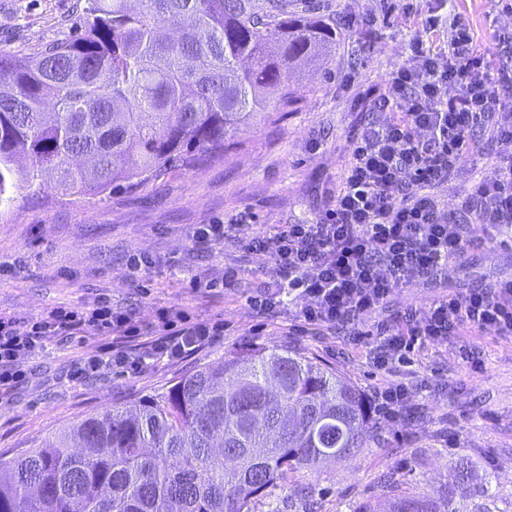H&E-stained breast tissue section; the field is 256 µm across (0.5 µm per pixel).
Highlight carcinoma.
<instances>
[{
    "mask_svg": "<svg viewBox=\"0 0 512 512\" xmlns=\"http://www.w3.org/2000/svg\"><path fill=\"white\" fill-rule=\"evenodd\" d=\"M86 2L69 39L32 56L0 49V207L20 176L100 195L213 159L269 93L285 109L292 74L337 41L292 0ZM377 433L346 377L297 351L250 347L0 454V512H251L284 471H316ZM466 478L434 492L391 486L389 512H466Z\"/></svg>",
    "mask_w": 512,
    "mask_h": 512,
    "instance_id": "cac0c4a2",
    "label": "carcinoma"
}]
</instances>
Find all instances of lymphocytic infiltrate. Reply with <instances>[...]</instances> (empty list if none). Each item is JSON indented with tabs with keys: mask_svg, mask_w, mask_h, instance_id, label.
<instances>
[{
	"mask_svg": "<svg viewBox=\"0 0 512 512\" xmlns=\"http://www.w3.org/2000/svg\"><path fill=\"white\" fill-rule=\"evenodd\" d=\"M414 59L391 72L372 101L375 120L353 144L327 207L307 224H276L252 233L248 251L269 256L276 277L249 303L266 313L294 305L293 330L307 334L339 324L369 350L373 365L392 370L415 347L454 334L490 331L512 336V280L467 288L429 308L381 318L394 289L430 277L475 246L425 186L449 179L469 160L480 127L512 142V69H493L464 16H455L448 43L424 48L437 17L418 19ZM478 223L512 231V156L475 177L463 202ZM220 321L192 320L161 308L151 333L107 298L82 308L60 306L29 319L0 316V400L25 381V358L58 336H90L99 349L83 357L76 377L112 370L140 373L148 362L183 359L223 335Z\"/></svg>",
	"mask_w": 512,
	"mask_h": 512,
	"instance_id": "1",
	"label": "lymphocytic infiltrate"
}]
</instances>
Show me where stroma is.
<instances>
[{
  "instance_id": "35a3bbf8",
  "label": "stroma",
  "mask_w": 512,
  "mask_h": 512,
  "mask_svg": "<svg viewBox=\"0 0 512 512\" xmlns=\"http://www.w3.org/2000/svg\"><path fill=\"white\" fill-rule=\"evenodd\" d=\"M85 4L0 0V49L29 56L66 39L81 24ZM401 7L400 0H309L305 14L338 22L335 51L293 76L287 109L259 114L217 159L99 196L65 197L47 182L17 184L12 204L0 211V262L13 266L0 282V313L30 318L105 296L145 327L157 308L168 306L223 321L224 334L181 361L90 379L72 373L95 350V339L63 337L35 350L25 363L26 381L11 404L0 406V453L37 447L48 434L103 408L164 393L182 374L247 346L285 347L336 367L365 394L399 383L412 400L399 422L381 423L371 448L313 474L285 475L252 503V512H352L364 502L381 503L384 476L408 491H434L451 483L461 465L468 471L467 512H512V337L487 332L440 339L384 373L369 364L349 328L301 336L289 329L287 306L271 317L248 303L274 264L246 250L233 227L236 218L248 214L254 230L262 231L310 222L326 207L354 138L374 118L366 91L383 89L386 75L410 54L417 29ZM419 7L445 20L463 15L490 63H505L498 34L512 29V12L501 11L495 0H421ZM372 10L386 15L385 24L362 25ZM473 142L465 167L429 189L463 224L472 220L461 206L472 179L512 154V142L494 140L486 129L475 131ZM215 222L229 226L223 244L193 238L197 225ZM140 253L152 264L130 274V260ZM229 264L240 270L235 287L190 288L195 275ZM510 277L512 242H488L465 249L433 277L396 289L386 313L426 308L461 289ZM466 349L481 369L463 359ZM489 480L495 484L490 498L483 494Z\"/></svg>"
}]
</instances>
